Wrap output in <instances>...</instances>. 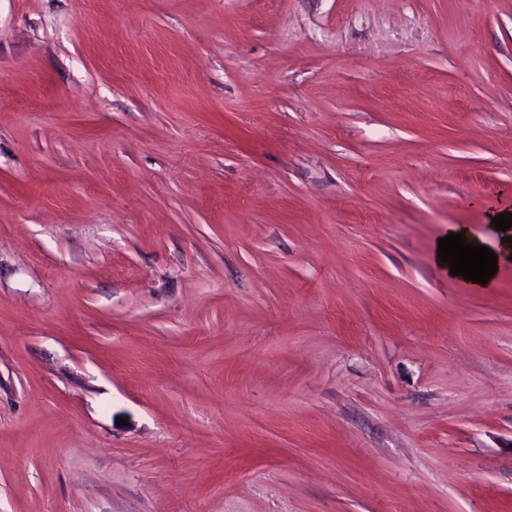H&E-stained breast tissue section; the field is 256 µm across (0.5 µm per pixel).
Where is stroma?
Wrapping results in <instances>:
<instances>
[{
	"label": "stroma",
	"instance_id": "1",
	"mask_svg": "<svg viewBox=\"0 0 512 512\" xmlns=\"http://www.w3.org/2000/svg\"><path fill=\"white\" fill-rule=\"evenodd\" d=\"M507 212L512 0H0V512H512ZM465 231V236L467 237V243H471L475 241V246L477 244L485 245L489 247L494 253L497 255V262L499 267L500 263L504 260H509V257L512 256V244L507 241H502L503 237H512V227L506 231H498V238L495 240L493 244H487L483 241L476 240L472 238L469 234V231L464 227H451L448 229V233H457Z\"/></svg>",
	"mask_w": 512,
	"mask_h": 512
}]
</instances>
